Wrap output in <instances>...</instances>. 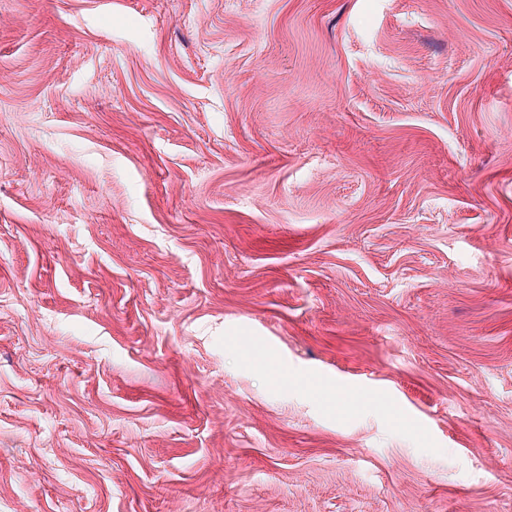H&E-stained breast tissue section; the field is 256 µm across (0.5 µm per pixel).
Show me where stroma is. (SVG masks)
Here are the masks:
<instances>
[{
  "label": "stroma",
  "instance_id": "1",
  "mask_svg": "<svg viewBox=\"0 0 512 512\" xmlns=\"http://www.w3.org/2000/svg\"><path fill=\"white\" fill-rule=\"evenodd\" d=\"M0 512H512V0H0Z\"/></svg>",
  "mask_w": 512,
  "mask_h": 512
}]
</instances>
